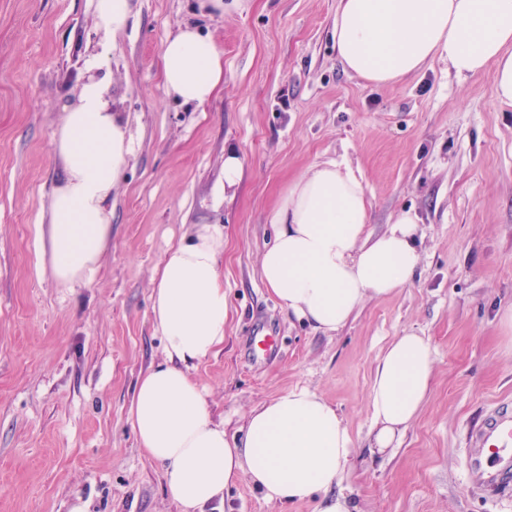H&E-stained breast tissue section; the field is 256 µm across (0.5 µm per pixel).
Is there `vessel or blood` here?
Listing matches in <instances>:
<instances>
[{
  "label": "vessel or blood",
  "mask_w": 512,
  "mask_h": 512,
  "mask_svg": "<svg viewBox=\"0 0 512 512\" xmlns=\"http://www.w3.org/2000/svg\"><path fill=\"white\" fill-rule=\"evenodd\" d=\"M469 445L476 453L496 454L499 468L486 471L480 466H471V474L477 475L485 484H493L501 475L512 472V409L501 408L492 413L482 427L473 433Z\"/></svg>",
  "instance_id": "vessel-or-blood-1"
}]
</instances>
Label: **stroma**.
Returning <instances> with one entry per match:
<instances>
[{
	"label": "stroma",
	"instance_id": "1",
	"mask_svg": "<svg viewBox=\"0 0 512 512\" xmlns=\"http://www.w3.org/2000/svg\"><path fill=\"white\" fill-rule=\"evenodd\" d=\"M128 28L103 42L95 0H0V512H177L164 468L136 446L128 420L142 372L163 360L151 277L196 224L224 227L229 321L198 366L210 410L240 433L256 404L295 386L336 406L356 441L341 487L356 512H512V480L477 489L469 434L512 405V106L491 72L468 79L433 61L375 88L340 64L338 0H237L221 14L198 0H132ZM197 25L224 51L208 103L166 94L162 45ZM106 53L110 99L134 155L112 192V239L90 281L52 276L40 235L59 181L51 141L88 60ZM244 174L224 190V148ZM347 160L361 174L372 232L404 211L419 218L411 284L365 303L326 335L284 310L259 275L270 213L313 163ZM434 352L431 390L396 447L371 452L368 401L383 348L406 330ZM276 347L255 355L256 333ZM227 512L283 507L248 482Z\"/></svg>",
	"mask_w": 512,
	"mask_h": 512
}]
</instances>
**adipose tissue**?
<instances>
[{"label": "adipose tissue", "instance_id": "obj_1", "mask_svg": "<svg viewBox=\"0 0 512 512\" xmlns=\"http://www.w3.org/2000/svg\"><path fill=\"white\" fill-rule=\"evenodd\" d=\"M336 50L346 71L374 87L414 75L434 59L457 77L494 72L499 103L512 106V0H339ZM168 95L207 102L224 80V53L209 35L184 27L165 40ZM103 57L65 106L51 151L62 175L47 229L51 269L61 284L89 281L112 238L109 202L132 160L128 123L113 110ZM270 221L273 243L260 256L261 278L281 305L325 334L364 303L394 294L421 261L418 220L405 212L378 234L368 231L366 188L347 162L312 164L281 194ZM224 229L195 225L167 250L152 279V317L162 362L141 374L129 420L137 444L165 469L179 512H207L244 480L271 503L314 501V512H355L339 486L356 443L335 406L296 386L253 407L242 437L214 420L192 375L224 344ZM429 340L395 337L376 361L369 397L371 443L391 448L417 418L433 375Z\"/></svg>", "mask_w": 512, "mask_h": 512}]
</instances>
